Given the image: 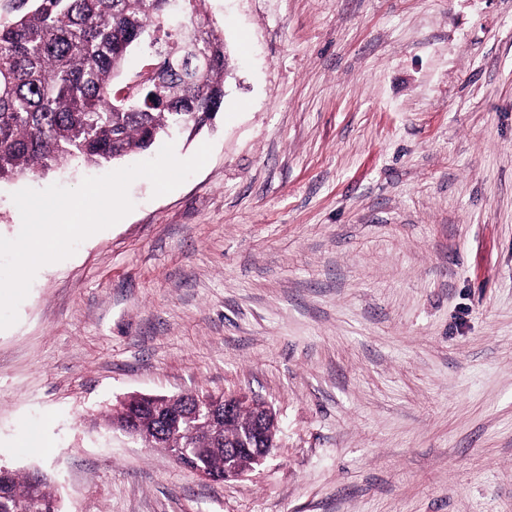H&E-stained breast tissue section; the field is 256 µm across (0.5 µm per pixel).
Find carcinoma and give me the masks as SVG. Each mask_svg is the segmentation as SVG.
<instances>
[{
	"instance_id": "cac0c4a2",
	"label": "carcinoma",
	"mask_w": 512,
	"mask_h": 512,
	"mask_svg": "<svg viewBox=\"0 0 512 512\" xmlns=\"http://www.w3.org/2000/svg\"><path fill=\"white\" fill-rule=\"evenodd\" d=\"M205 0H29L0 22V183L36 177L62 163L100 166L174 130L212 123L224 104L229 67L224 39ZM170 63L128 98L118 83L129 55ZM206 448L199 464L224 471V444L209 428L164 442ZM0 512H61L45 477L12 471Z\"/></svg>"
}]
</instances>
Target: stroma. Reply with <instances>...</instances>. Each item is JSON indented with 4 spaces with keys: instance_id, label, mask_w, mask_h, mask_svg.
<instances>
[{
    "instance_id": "stroma-1",
    "label": "stroma",
    "mask_w": 512,
    "mask_h": 512,
    "mask_svg": "<svg viewBox=\"0 0 512 512\" xmlns=\"http://www.w3.org/2000/svg\"><path fill=\"white\" fill-rule=\"evenodd\" d=\"M204 167L35 277L0 330V465L63 512H512V0H205ZM65 164L0 184L78 187ZM246 392L278 448L211 483L108 431L133 394ZM41 425L49 448L14 439Z\"/></svg>"
}]
</instances>
